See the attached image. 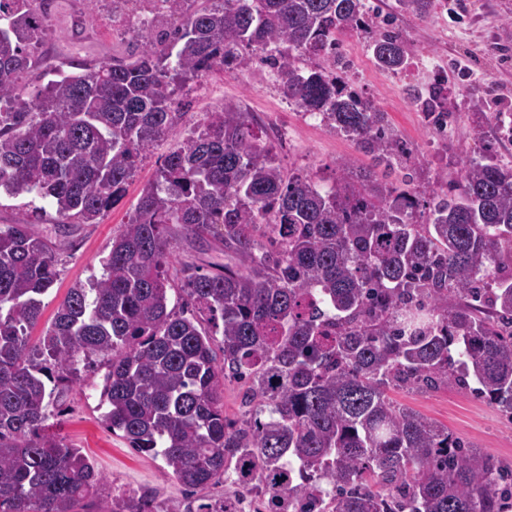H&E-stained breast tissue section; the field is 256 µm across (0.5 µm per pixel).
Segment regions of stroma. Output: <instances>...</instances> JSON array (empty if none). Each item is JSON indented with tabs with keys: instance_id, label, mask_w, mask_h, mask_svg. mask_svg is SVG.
<instances>
[{
	"instance_id": "stroma-1",
	"label": "stroma",
	"mask_w": 512,
	"mask_h": 512,
	"mask_svg": "<svg viewBox=\"0 0 512 512\" xmlns=\"http://www.w3.org/2000/svg\"><path fill=\"white\" fill-rule=\"evenodd\" d=\"M367 5L373 30L392 21L405 46L407 65L396 74L380 70L367 38L354 31L341 37L339 64L342 75L386 112L412 150L409 160L388 170L389 180L409 174L417 190L442 193L458 179L462 159L479 155L488 146H495L500 160L512 161V138L501 137L498 127L483 118L484 113L502 107L512 113V0H448L447 6L436 7L425 17L399 11L397 0H367ZM103 14L89 0H52L48 23L53 33L37 47L42 72L63 67L73 56L108 60L140 47L137 30L130 25L113 31L111 37H98L95 30ZM439 73L447 77L443 97L455 115L443 139L426 125L410 94L414 88L435 87ZM178 99L186 105L179 137H186L210 112L241 107L255 116L261 141L274 146L285 172L310 174L325 188L333 185L340 161L372 162L353 141L330 132L318 118L298 113L280 95L275 73L255 58L238 70L215 71L203 84H189ZM171 146L168 140L158 143L140 163L121 204L101 223L82 225L71 243L59 250V275L43 298L42 317L31 332V344L39 343L69 288L100 276L101 260L109 253L113 237L127 223L142 188L155 178ZM54 216V207L42 200L0 195V225L26 220L50 236ZM107 371L106 361L94 357L90 366L82 368L80 381L60 389L49 407L65 442L88 454L102 473L101 501L108 504L146 494L152 496L158 512H168L178 503L222 498L224 484L189 489L166 475L162 459L137 453L106 427L102 391ZM388 395L448 427L498 462L512 465V421L470 392L451 384L428 393L392 389Z\"/></svg>"
}]
</instances>
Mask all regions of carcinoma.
I'll list each match as a JSON object with an SVG mask.
<instances>
[{"instance_id": "cac0c4a2", "label": "carcinoma", "mask_w": 512, "mask_h": 512, "mask_svg": "<svg viewBox=\"0 0 512 512\" xmlns=\"http://www.w3.org/2000/svg\"><path fill=\"white\" fill-rule=\"evenodd\" d=\"M16 2L0 0V191L50 200L64 241L100 223L176 134L177 89L247 65L246 49L299 112L376 164L406 157L386 113L336 71L339 36L369 34L364 0H168L176 22L139 33L138 53L72 62L45 84L30 79L42 31ZM369 47L381 69H404L398 33ZM310 55L327 64L302 67ZM442 108L428 92L435 130ZM339 169L326 190L287 176L248 113H211L165 155L102 274L69 288L37 346L56 247L33 224L0 225V512H87L98 496L94 462L47 424L92 355L108 363L110 430L189 488L235 486L186 512H238L252 492L267 512H503L512 468L387 391L473 380L512 418V162L463 161L423 224L411 182ZM210 243L224 263L209 272L173 260ZM206 323L222 328L220 361ZM228 379L246 386L234 422Z\"/></svg>"}]
</instances>
